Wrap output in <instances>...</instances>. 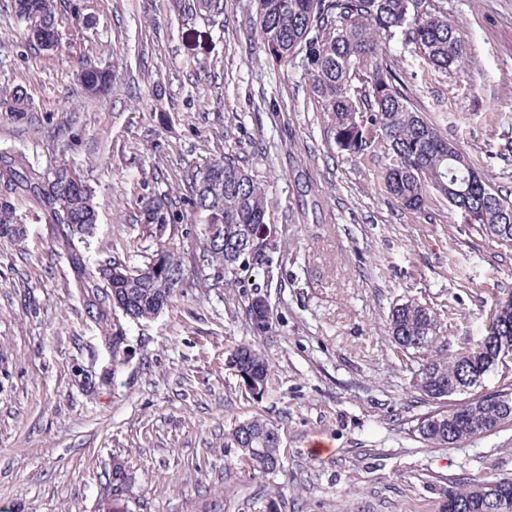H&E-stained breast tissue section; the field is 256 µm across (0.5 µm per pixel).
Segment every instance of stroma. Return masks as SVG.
<instances>
[{"label": "stroma", "mask_w": 512, "mask_h": 512, "mask_svg": "<svg viewBox=\"0 0 512 512\" xmlns=\"http://www.w3.org/2000/svg\"><path fill=\"white\" fill-rule=\"evenodd\" d=\"M178 2L65 0L74 44L46 51L0 0V91L30 99L22 116L0 105V151L44 170L67 158L99 206L87 260L134 265L155 248L139 198L181 202L197 167L241 156L267 192L278 265L215 277L185 218L188 284L131 325L132 354L103 383L111 358L59 229L16 199L27 235L0 241V512H263L273 497L279 512H441L449 487L512 476V424L448 448L415 438L432 405L387 331L393 306L415 298L438 309L451 349L474 346L512 294V247L449 204L426 218L381 192L373 164L328 137L300 64L264 54L255 0H223L208 21ZM446 3L469 46L462 70H434L397 38L388 51L417 107L512 197V0ZM84 59L112 69L109 93H86ZM257 292L273 312L262 334L246 313ZM243 342L270 362L259 399L226 362ZM252 417L280 430L277 473L224 443Z\"/></svg>", "instance_id": "1"}]
</instances>
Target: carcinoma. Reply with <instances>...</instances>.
<instances>
[{
  "mask_svg": "<svg viewBox=\"0 0 512 512\" xmlns=\"http://www.w3.org/2000/svg\"><path fill=\"white\" fill-rule=\"evenodd\" d=\"M256 22L264 53L277 62L297 59L310 92L327 113L328 131L341 149L357 158L385 154L377 179L384 194L400 208L423 214L443 199L456 208L476 231L502 245H512V199L499 193L484 178L463 194L450 198V189L474 166L466 151L448 140L438 125L412 102L400 83L388 54L389 42L401 37L410 52L434 69L447 73L463 66L467 46L459 26L448 20L444 0H256ZM16 18L29 40L43 46L55 39L66 22L60 0H12ZM222 10L221 0H183V11L210 17ZM82 82L95 95L112 84V71L81 66ZM0 239L24 237L22 218L12 196H24L61 237L83 297L88 317L102 331L112 353L114 374L128 357L129 324L151 320L168 305L185 281L181 248L159 239L157 248L141 265L108 259L90 264L82 248L90 244L98 224L94 190L63 159L46 174L21 154L0 156ZM187 205L198 223L219 224L223 237L202 230L196 246L207 265L217 272L235 274L242 261L263 265L272 272L273 251L262 238L268 210L265 188L254 179L241 158L227 154L197 168L188 182ZM143 223L173 228L184 214L173 209L165 194L143 197ZM250 327L272 325L273 314L265 296L249 298ZM437 312L408 300L388 316V333L396 348L420 360L414 379L427 400L438 404L418 423L419 439L437 448L461 444L512 422V383L493 393L476 394L469 386L468 400L451 403L448 389L468 372L483 378L489 339L496 335L512 342V297L495 301L483 334L475 347L455 352L439 342ZM228 363L246 391L265 393L269 365L264 355L248 344L239 345ZM231 440L244 460L271 472L283 467L279 456V428L262 418L239 423ZM443 512H502L499 504L512 503V478L493 477L448 489Z\"/></svg>",
  "mask_w": 512,
  "mask_h": 512,
  "instance_id": "obj_1",
  "label": "carcinoma"
}]
</instances>
